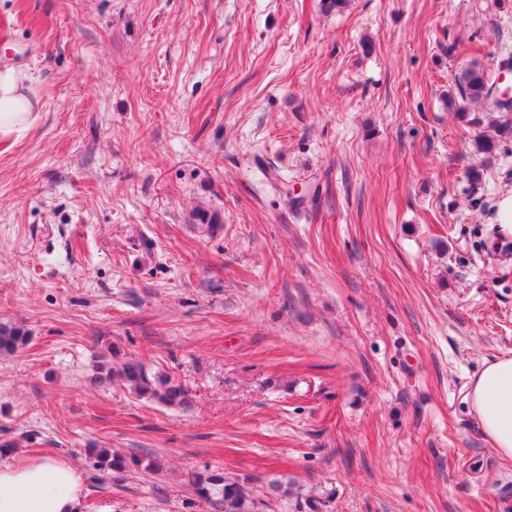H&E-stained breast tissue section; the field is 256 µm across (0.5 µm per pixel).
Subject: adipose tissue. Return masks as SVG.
<instances>
[{"label": "adipose tissue", "mask_w": 512, "mask_h": 512, "mask_svg": "<svg viewBox=\"0 0 512 512\" xmlns=\"http://www.w3.org/2000/svg\"><path fill=\"white\" fill-rule=\"evenodd\" d=\"M24 72L0 70V141L21 136L39 101ZM467 399L494 451L512 460V356L485 362L470 381ZM82 477L69 463L46 458L0 467V512H82Z\"/></svg>", "instance_id": "ef3b65f1"}]
</instances>
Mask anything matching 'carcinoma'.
Masks as SVG:
<instances>
[{"label":"carcinoma","mask_w":512,"mask_h":512,"mask_svg":"<svg viewBox=\"0 0 512 512\" xmlns=\"http://www.w3.org/2000/svg\"><path fill=\"white\" fill-rule=\"evenodd\" d=\"M463 105L460 112H468L467 105L478 104L489 111L511 110L506 103L494 96L496 89L488 83L484 71L475 66L462 70L456 81ZM29 343V333L20 324H0V355L14 354ZM95 387L119 384L139 397L160 404L189 411L194 407L184 386L167 375L152 374L138 359L128 358L115 346L99 356L95 373L90 379ZM88 457L99 472L123 475L130 471L153 473L158 465L153 459L127 456L110 448H91ZM195 494L208 508V512H273L266 496L258 495L243 483L226 477L220 472L195 473L191 477Z\"/></svg>","instance_id":"obj_1"}]
</instances>
